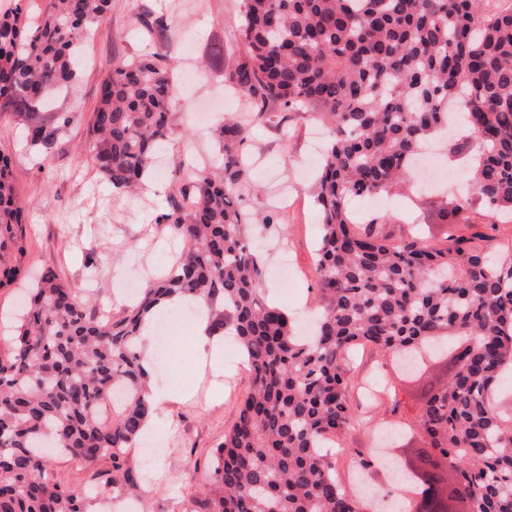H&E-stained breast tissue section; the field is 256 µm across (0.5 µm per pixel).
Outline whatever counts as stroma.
<instances>
[{"mask_svg": "<svg viewBox=\"0 0 512 512\" xmlns=\"http://www.w3.org/2000/svg\"><path fill=\"white\" fill-rule=\"evenodd\" d=\"M156 18L162 20L163 32L146 28V21ZM239 21V0H112L96 36L79 47L82 62L75 82L58 90L50 105L38 111L44 119L61 112L74 118L54 156L45 160L23 149L22 121L13 113L0 112V152L10 159L27 226L19 274L0 287V343L18 322L25 289L46 270L56 271L68 285L96 298L116 316L127 307L124 282L144 281L173 265L184 244L157 224L156 217L180 183L179 163L189 151L210 163L219 162L212 130L246 109L241 98L225 89L223 80L224 69L233 60ZM151 45L179 61L180 93L173 108V133L157 173L161 189L127 195L113 190L93 167L85 150L91 140L89 120L100 96L106 61L141 54ZM325 135L308 114L283 111L277 122L249 128L244 143L253 190L243 196L242 208L253 214L278 212L284 220L283 227L266 234L264 295L302 319L318 300L313 257L320 220L311 187L319 151L312 139ZM438 167L444 175L438 185L355 200L351 208L365 220L387 219L400 235L419 224L430 225L434 235H441V209L466 195L468 165L449 163L443 150ZM284 190L291 196L285 208L277 201ZM283 258L291 265L287 276L279 264ZM176 317L178 331L154 362L152 383L183 392L184 397L171 404L168 420L146 430V439L157 443L152 459L144 458L141 445L127 454L137 485L152 486L150 492L140 494L137 512H202L214 478L211 458L235 422L238 402L252 381L234 343L225 342L220 360L201 356L188 329L190 311L177 312ZM360 371L398 383L402 403L395 418L399 421L412 419L422 389L447 375L446 367L437 364L420 379L405 382L389 362L372 352L365 353ZM357 411L363 425L351 429L330 455L340 471L380 450L375 433L366 426L375 415L373 404L358 401Z\"/></svg>", "mask_w": 512, "mask_h": 512, "instance_id": "obj_1", "label": "stroma"}]
</instances>
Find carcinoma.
<instances>
[{
	"instance_id": "cac0c4a2",
	"label": "carcinoma",
	"mask_w": 512,
	"mask_h": 512,
	"mask_svg": "<svg viewBox=\"0 0 512 512\" xmlns=\"http://www.w3.org/2000/svg\"><path fill=\"white\" fill-rule=\"evenodd\" d=\"M22 0L0 13V109L27 122L25 147L47 160L74 122L35 107L77 77L76 54L111 0H50L20 24ZM237 57L224 85L249 112L213 129L222 162L185 168L156 223L184 241L168 273L148 280L116 318L78 295L52 269L32 289L15 334L0 346V512H88L90 495L60 482L51 449L88 468L111 461L103 492L133 484L127 449L151 412L141 328L177 296L220 312L251 365L252 385L215 452L210 512H366L328 461L327 444L357 423L350 404L353 350L369 345L402 365L454 341L455 370L421 394L411 429L425 461L446 459L477 512H512V413L492 400L512 382V245L493 234L512 214V0H241ZM177 61L151 52L106 64L88 154L119 192L143 185L172 130ZM472 120L449 146L469 155V194L444 208L432 242L397 236L388 222L356 221L357 198L405 184L416 150L448 126V106ZM306 111L330 141L313 185L320 210L315 261L319 312L312 332L262 296L263 260L252 243L244 132L274 109ZM22 207L0 156V286L24 254ZM468 233L459 232L458 224ZM398 387L376 407L394 414ZM436 465L400 479L419 496L397 512H448Z\"/></svg>"
}]
</instances>
